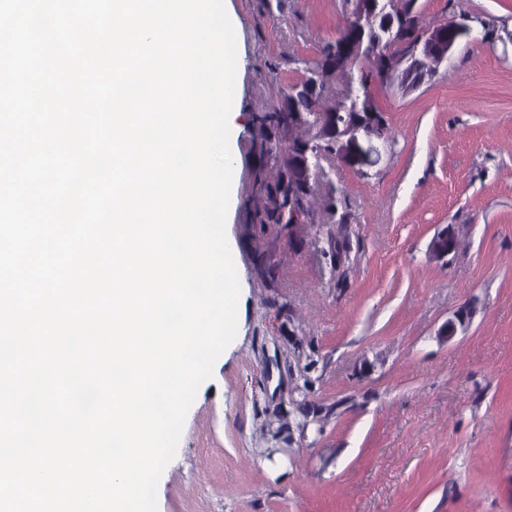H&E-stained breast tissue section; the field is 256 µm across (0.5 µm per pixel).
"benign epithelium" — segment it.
<instances>
[{
	"label": "benign epithelium",
	"mask_w": 512,
	"mask_h": 512,
	"mask_svg": "<svg viewBox=\"0 0 512 512\" xmlns=\"http://www.w3.org/2000/svg\"><path fill=\"white\" fill-rule=\"evenodd\" d=\"M351 3L356 24L346 29L339 40L340 58L347 66L373 54L372 47L362 37L364 25L378 21L386 29L391 41H398L404 35V29L398 23V15L380 8V0H351ZM458 42V38L448 34V28L443 23L421 30L411 53L387 61L384 85L396 82L404 89L418 86L448 59ZM349 99L356 102V112L339 124L334 115L324 112L318 114L320 134H330L336 139V157L341 162L361 170L376 162L387 147L390 136L377 113L372 111V98L369 94L359 91L349 96ZM455 249V237L445 229L433 238L429 252L432 257L442 259Z\"/></svg>",
	"instance_id": "7a95c632"
}]
</instances>
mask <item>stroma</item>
<instances>
[{"instance_id":"35a3bbf8","label":"stroma","mask_w":512,"mask_h":512,"mask_svg":"<svg viewBox=\"0 0 512 512\" xmlns=\"http://www.w3.org/2000/svg\"><path fill=\"white\" fill-rule=\"evenodd\" d=\"M418 6L427 26L467 18L470 36L418 87H374L387 149L360 172L322 157L292 227L258 221L282 156L255 117L351 6L226 0L241 55L226 217L238 327L158 512H512V0ZM445 228L457 247L437 260Z\"/></svg>"}]
</instances>
